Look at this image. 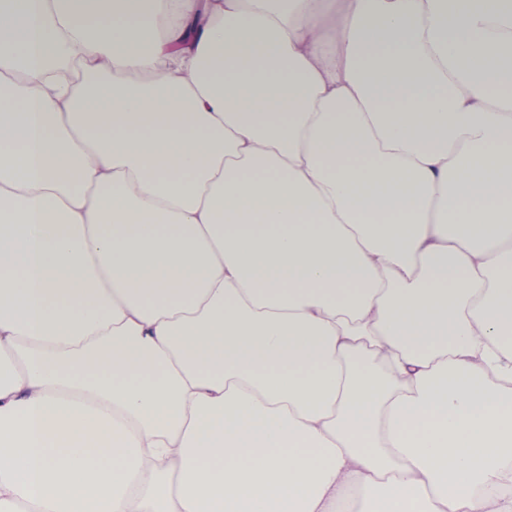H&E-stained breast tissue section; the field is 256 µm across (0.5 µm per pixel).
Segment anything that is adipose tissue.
<instances>
[{"mask_svg": "<svg viewBox=\"0 0 512 512\" xmlns=\"http://www.w3.org/2000/svg\"><path fill=\"white\" fill-rule=\"evenodd\" d=\"M0 512H512V0H0Z\"/></svg>", "mask_w": 512, "mask_h": 512, "instance_id": "obj_1", "label": "adipose tissue"}]
</instances>
